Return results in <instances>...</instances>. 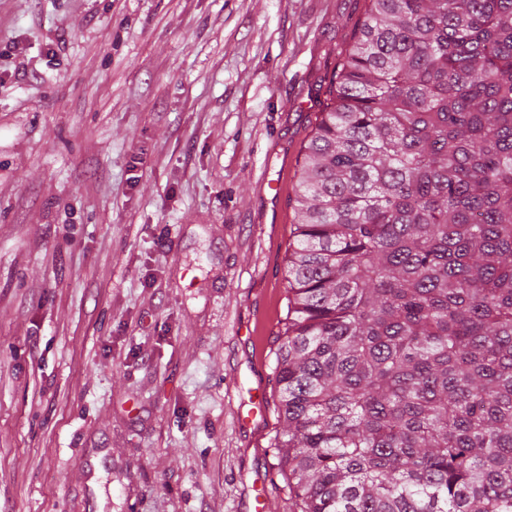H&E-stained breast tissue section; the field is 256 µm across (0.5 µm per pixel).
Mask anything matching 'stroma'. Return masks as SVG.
Instances as JSON below:
<instances>
[{
	"label": "stroma",
	"instance_id": "1",
	"mask_svg": "<svg viewBox=\"0 0 512 512\" xmlns=\"http://www.w3.org/2000/svg\"><path fill=\"white\" fill-rule=\"evenodd\" d=\"M369 0H0V512H294L302 149ZM268 409L266 390L263 385L258 384L251 389L250 408L246 413H239V423L247 428L258 426L267 418Z\"/></svg>",
	"mask_w": 512,
	"mask_h": 512
}]
</instances>
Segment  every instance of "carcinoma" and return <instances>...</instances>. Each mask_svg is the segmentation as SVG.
Masks as SVG:
<instances>
[{
    "label": "carcinoma",
    "instance_id": "carcinoma-1",
    "mask_svg": "<svg viewBox=\"0 0 512 512\" xmlns=\"http://www.w3.org/2000/svg\"><path fill=\"white\" fill-rule=\"evenodd\" d=\"M305 146L296 512H512V0H371Z\"/></svg>",
    "mask_w": 512,
    "mask_h": 512
}]
</instances>
